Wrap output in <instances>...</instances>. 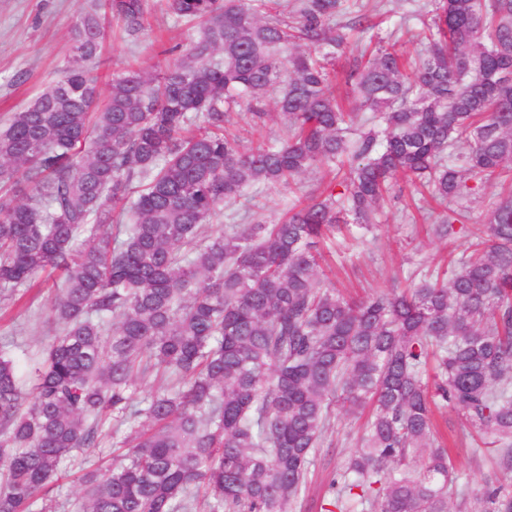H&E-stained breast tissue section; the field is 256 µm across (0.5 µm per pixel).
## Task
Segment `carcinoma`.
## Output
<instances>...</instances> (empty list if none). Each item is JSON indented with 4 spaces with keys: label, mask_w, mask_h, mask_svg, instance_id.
<instances>
[{
    "label": "carcinoma",
    "mask_w": 512,
    "mask_h": 512,
    "mask_svg": "<svg viewBox=\"0 0 512 512\" xmlns=\"http://www.w3.org/2000/svg\"><path fill=\"white\" fill-rule=\"evenodd\" d=\"M140 31L148 0H103ZM170 0L203 25L185 55L150 76L112 80L98 108L86 63L104 28L73 29L63 77L0 127V301L58 272L57 332L20 384L0 336V512H58L47 497L74 451L112 443L86 468L68 512H294L333 405L371 407L361 447L328 484L338 512L466 508L433 409L451 406L512 468V191L486 224L434 218L473 241L450 279L344 297L319 273L320 241L370 224L401 174L445 206L473 181L512 171V0H436L426 47L406 70L387 43L348 75L339 99L328 60L347 37L348 0ZM278 91L277 148L242 151L230 112ZM465 140L469 149L457 151ZM318 164L332 178L288 217L200 237V225L255 184L291 183ZM30 187L19 202L4 189ZM163 381L143 398L138 383ZM481 512H512L490 488Z\"/></svg>",
    "instance_id": "1"
}]
</instances>
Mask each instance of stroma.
I'll return each mask as SVG.
<instances>
[{
	"instance_id": "obj_1",
	"label": "stroma",
	"mask_w": 512,
	"mask_h": 512,
	"mask_svg": "<svg viewBox=\"0 0 512 512\" xmlns=\"http://www.w3.org/2000/svg\"><path fill=\"white\" fill-rule=\"evenodd\" d=\"M379 22L382 36L393 37L406 56L422 49L420 33L430 20L435 0H363ZM100 0H0V125L11 113L24 108L43 89L58 81L71 55V30L85 13L98 8ZM103 45L89 64L107 89L111 80L125 72L129 64L152 72L163 67L169 55H183L201 33L200 22L175 14L167 0H149L147 22L137 35L128 36L120 22L104 21ZM265 126L261 133L252 130L248 108L232 113L230 123L239 135L242 148L262 143L282 145L286 122L275 108L274 97H267ZM326 167H314L295 182L275 189L256 185L247 196L261 206L265 223L278 222L301 194L320 188L328 181ZM392 196L381 207L376 224L353 226L324 243L323 270L344 294L361 299L373 291L393 286L407 288L424 276L446 270L449 260L467 247L465 236L440 238L428 229L425 218L435 204L417 186L395 177ZM55 295L52 280L38 275L28 299L0 311V334L14 337L22 372H29L41 350L52 340L56 326L50 318V303ZM448 438L456 460L460 482L471 497L482 496L487 485L503 486L512 492V470L500 463L497 447L477 448L474 428L452 408L435 413ZM360 420L342 412L334 418L309 475V490L297 512H322L320 505L334 472L346 465L358 446Z\"/></svg>"
}]
</instances>
